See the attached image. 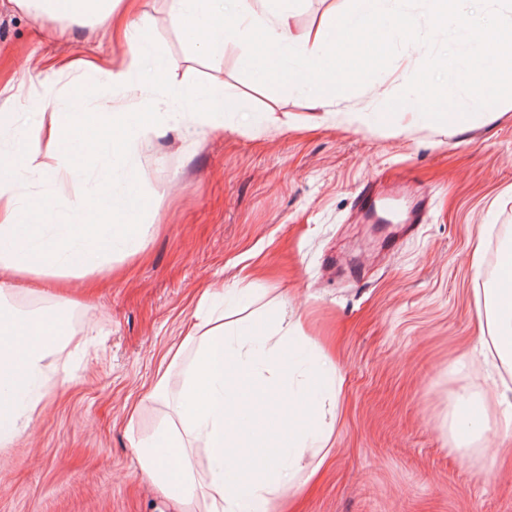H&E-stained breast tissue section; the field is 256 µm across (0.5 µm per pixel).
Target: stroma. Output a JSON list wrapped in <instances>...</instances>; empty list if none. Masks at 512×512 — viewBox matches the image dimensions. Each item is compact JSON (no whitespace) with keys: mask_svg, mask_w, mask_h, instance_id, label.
Listing matches in <instances>:
<instances>
[{"mask_svg":"<svg viewBox=\"0 0 512 512\" xmlns=\"http://www.w3.org/2000/svg\"><path fill=\"white\" fill-rule=\"evenodd\" d=\"M346 7L303 0L292 37ZM131 21L168 59L171 85L223 84L260 120L228 112L220 131L187 121L139 148V221L157 231L142 254L68 276L66 340L46 361L43 409L0 447V512H177L134 467L129 435L155 433L162 407L147 395L207 288L241 290L255 333L289 302L342 368L333 462L296 512H512V473L459 458L448 428L454 392L482 393L497 375L466 354L481 333L471 250L484 239L489 273L501 239L512 240V109L496 105L453 132L417 113L387 117L381 106L424 59L412 44L326 113L296 88L246 77L238 49L216 62L197 54L170 24L167 0H138ZM128 53L102 27L0 0V87L16 93L0 96V111L24 127L84 83L117 111L134 109L135 98L90 76L29 81L50 58ZM367 106L378 109L367 127L334 116ZM368 185L400 193L405 208L426 201L425 222L358 219Z\"/></svg>","mask_w":512,"mask_h":512,"instance_id":"stroma-1","label":"stroma"}]
</instances>
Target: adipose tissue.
<instances>
[{
  "label": "adipose tissue",
  "mask_w": 512,
  "mask_h": 512,
  "mask_svg": "<svg viewBox=\"0 0 512 512\" xmlns=\"http://www.w3.org/2000/svg\"><path fill=\"white\" fill-rule=\"evenodd\" d=\"M39 17L65 18L107 26L130 43L129 59L90 62L97 80L138 97V112L114 111L111 102L89 106L90 90L63 107L50 106L47 120L14 132L10 113H0V266L17 274L53 272L64 277L91 273L110 253L144 250L152 227L136 216L142 200L133 188L136 152L148 133L178 120L162 111V101L146 97L147 86L175 91L193 104V122L218 128L217 114L236 112L237 100L223 86L183 85L171 89L169 63L153 45L131 31L135 0H14ZM39 178L47 189L23 201L19 184ZM81 179L74 194L63 192ZM483 246L471 267L482 283L483 305L476 310L489 335L473 349L496 357L512 373V251L502 250L494 276L484 273ZM219 293H204L198 316L152 393L171 406L153 437H135L131 450L140 473L171 500L194 512H277L286 496L296 495L332 462V436L341 367L316 355L297 313L281 304L263 336L246 335L242 322H214ZM57 307L18 317L0 313V446L21 434L18 418L32 419L41 409L39 380L46 361L62 341L55 328ZM252 386L272 411L271 421L250 416L242 396ZM453 426L467 439L486 432L512 443V382H495L489 399L468 388L455 394Z\"/></svg>",
  "instance_id": "adipose-tissue-1"
}]
</instances>
